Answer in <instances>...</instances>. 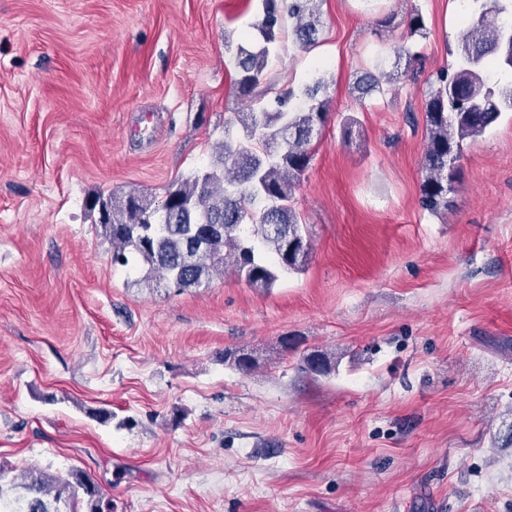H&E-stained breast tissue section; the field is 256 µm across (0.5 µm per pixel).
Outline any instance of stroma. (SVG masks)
Masks as SVG:
<instances>
[{"label": "stroma", "mask_w": 512, "mask_h": 512, "mask_svg": "<svg viewBox=\"0 0 512 512\" xmlns=\"http://www.w3.org/2000/svg\"><path fill=\"white\" fill-rule=\"evenodd\" d=\"M259 4L0 0V476L78 469L112 512H512V112L465 140L447 212L418 204L461 0H321L316 47L281 36L268 108L329 82L304 272L179 291L112 262L95 195L162 200L241 137ZM401 44L414 79L360 97Z\"/></svg>", "instance_id": "stroma-1"}]
</instances>
